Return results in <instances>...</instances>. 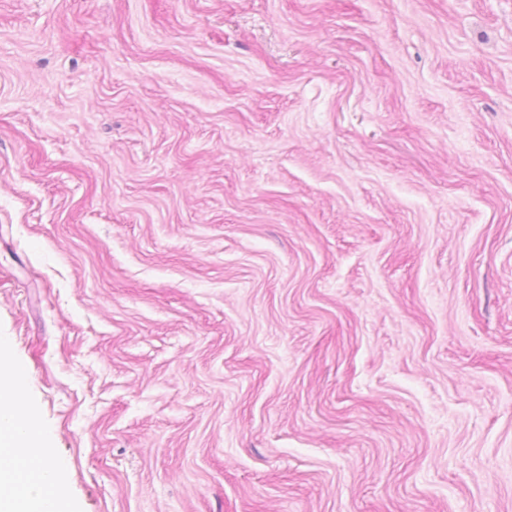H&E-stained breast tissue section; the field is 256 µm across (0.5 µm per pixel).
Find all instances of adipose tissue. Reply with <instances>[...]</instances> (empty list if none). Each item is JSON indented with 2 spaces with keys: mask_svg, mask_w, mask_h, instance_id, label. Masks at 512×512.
<instances>
[{
  "mask_svg": "<svg viewBox=\"0 0 512 512\" xmlns=\"http://www.w3.org/2000/svg\"><path fill=\"white\" fill-rule=\"evenodd\" d=\"M26 373L0 340V512H47L60 473L46 453V437L20 411Z\"/></svg>",
  "mask_w": 512,
  "mask_h": 512,
  "instance_id": "adipose-tissue-1",
  "label": "adipose tissue"
}]
</instances>
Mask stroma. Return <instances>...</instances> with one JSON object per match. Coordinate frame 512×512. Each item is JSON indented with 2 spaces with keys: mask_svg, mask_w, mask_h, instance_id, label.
Wrapping results in <instances>:
<instances>
[{
  "mask_svg": "<svg viewBox=\"0 0 512 512\" xmlns=\"http://www.w3.org/2000/svg\"><path fill=\"white\" fill-rule=\"evenodd\" d=\"M0 338L76 512H512V0H0Z\"/></svg>",
  "mask_w": 512,
  "mask_h": 512,
  "instance_id": "stroma-1",
  "label": "stroma"
}]
</instances>
